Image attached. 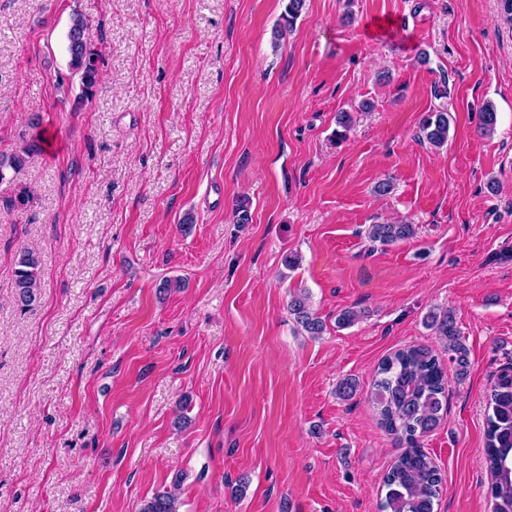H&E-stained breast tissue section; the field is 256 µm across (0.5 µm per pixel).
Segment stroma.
<instances>
[{
    "label": "stroma",
    "instance_id": "stroma-1",
    "mask_svg": "<svg viewBox=\"0 0 512 512\" xmlns=\"http://www.w3.org/2000/svg\"><path fill=\"white\" fill-rule=\"evenodd\" d=\"M284 7L0 0V153L35 114L43 139L0 181V512H139L173 487L179 512H380L401 449L368 395L413 344L448 376L420 441L443 477L436 510L492 512L485 397L512 367V25L499 0H305L277 42ZM76 11L101 56L84 101L65 50ZM442 106L437 148L420 123ZM342 111L356 123L340 138ZM402 219L414 238H367ZM24 247L43 279L25 310ZM297 288L319 338L288 314ZM348 307L365 316L338 328ZM433 307L455 314L465 378L424 324ZM15 265L16 301L23 307H30L37 301L41 288V256L34 250L21 249Z\"/></svg>",
    "mask_w": 512,
    "mask_h": 512
}]
</instances>
